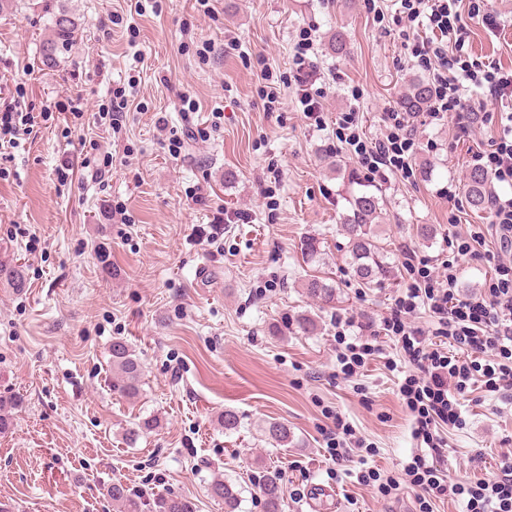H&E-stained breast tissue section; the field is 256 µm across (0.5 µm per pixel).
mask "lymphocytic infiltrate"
Listing matches in <instances>:
<instances>
[{
  "label": "lymphocytic infiltrate",
  "instance_id": "lymphocytic-infiltrate-1",
  "mask_svg": "<svg viewBox=\"0 0 512 512\" xmlns=\"http://www.w3.org/2000/svg\"><path fill=\"white\" fill-rule=\"evenodd\" d=\"M400 7L409 34L408 62L427 75L433 94L421 115L395 106L383 112V131L372 141L365 139L357 111L340 113L343 141L357 166L373 181L397 175L413 183L418 120L453 121L459 141L472 138L479 125L491 124L496 134L473 160L491 184L512 186V69L465 49L470 24L494 33L501 27L499 15L489 0H400ZM424 26L429 35H420ZM313 52V38L301 32L293 54L297 101L305 118L318 124L323 104L311 92L319 78ZM467 83L498 104V111L480 117L471 112L463 96ZM490 204L491 223L472 224L466 233L448 237L451 258L437 264L413 249L402 251L409 282L382 316L379 334L354 337L338 357L339 378L350 380L379 353L378 339L384 336L409 365L398 394L411 417L413 437L429 453L413 457L400 476L387 477L379 489L388 493L409 484L418 491L420 512H434L435 502L462 496L468 512H512V450L502 455L494 476L476 482L450 477L435 463L448 432L464 423L459 400L473 384L512 400V195L493 194ZM490 237L497 240L496 250L485 247ZM466 255L484 257L493 268L476 297L460 293L455 259ZM420 314L427 315V326L417 324Z\"/></svg>",
  "mask_w": 512,
  "mask_h": 512
}]
</instances>
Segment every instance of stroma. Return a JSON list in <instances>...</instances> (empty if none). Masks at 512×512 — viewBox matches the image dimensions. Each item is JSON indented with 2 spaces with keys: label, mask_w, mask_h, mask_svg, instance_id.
<instances>
[{
  "label": "stroma",
  "mask_w": 512,
  "mask_h": 512,
  "mask_svg": "<svg viewBox=\"0 0 512 512\" xmlns=\"http://www.w3.org/2000/svg\"><path fill=\"white\" fill-rule=\"evenodd\" d=\"M210 2L206 14L197 0H71L80 27L53 69L38 60L49 0H23L0 18V110L17 103L34 118L19 147L0 154V267L22 265L27 282L19 293L0 277V394L20 400L0 434V512H116L106 496L115 480L182 496L196 512H224L207 492L216 475L237 484L240 512H264L254 486L264 469L282 474V512L419 510L410 489L381 495L358 483L359 462L329 458L333 413L371 444L368 464L383 475H399L420 451L397 396L408 369L399 350L381 339L362 375L333 380L336 319L353 318L350 335L369 334L407 281L403 247L435 258L448 234L490 223V212L466 208L450 224L438 190L451 183L464 192L472 156L494 130L458 142L450 123L419 127L416 164L431 176L381 185L380 245L393 274L359 284L340 231L345 187L327 154L352 161L336 138L339 113H362L366 135L378 137L382 112L422 76L405 60L397 0H380L381 21L367 0ZM491 5L502 26L494 35L472 26L468 51L512 69V0ZM338 29L349 37L343 56L325 46ZM303 30L321 73L318 127L287 84L267 110L254 67L261 55L274 76L290 79ZM118 88L129 108L115 134L97 117ZM186 97L197 111H183ZM162 121L183 133L180 155L170 153ZM107 154L110 171L92 177ZM118 203L128 223L113 216ZM221 208L248 212V223H215ZM422 224L435 227L433 240L419 237ZM308 237L320 243L313 261L300 251ZM313 275L334 284L333 306L306 296ZM301 315L316 320L312 334L291 330ZM116 337L143 363L133 402L110 387ZM460 405L465 425L450 431L440 465L474 482L512 449V402L476 387ZM227 408L240 417L232 433L218 421ZM150 416L157 427L128 446L127 429ZM272 419L287 424L288 445L265 437Z\"/></svg>",
  "instance_id": "stroma-1"
}]
</instances>
